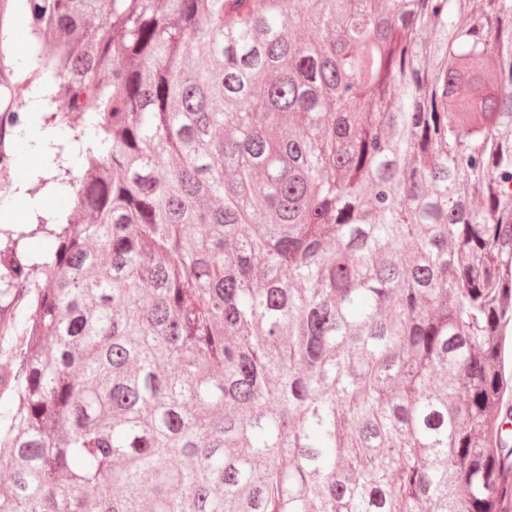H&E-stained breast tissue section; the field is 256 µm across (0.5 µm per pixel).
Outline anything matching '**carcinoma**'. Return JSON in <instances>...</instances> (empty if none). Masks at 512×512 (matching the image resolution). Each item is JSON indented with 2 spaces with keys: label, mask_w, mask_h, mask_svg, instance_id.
Here are the masks:
<instances>
[{
  "label": "carcinoma",
  "mask_w": 512,
  "mask_h": 512,
  "mask_svg": "<svg viewBox=\"0 0 512 512\" xmlns=\"http://www.w3.org/2000/svg\"><path fill=\"white\" fill-rule=\"evenodd\" d=\"M28 2L99 143L0 512H507L512 0Z\"/></svg>",
  "instance_id": "cac0c4a2"
}]
</instances>
